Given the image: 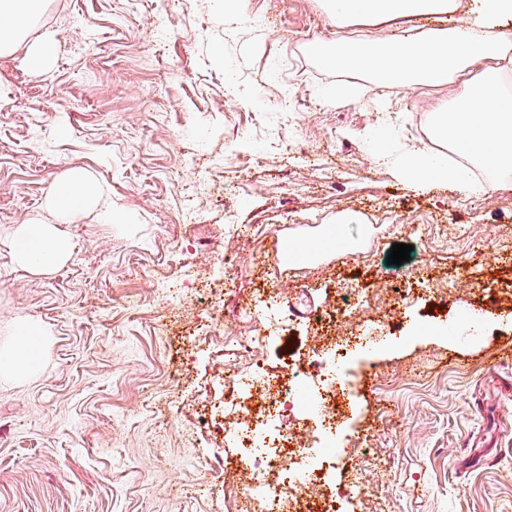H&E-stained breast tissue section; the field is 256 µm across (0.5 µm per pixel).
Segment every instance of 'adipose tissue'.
<instances>
[{
  "instance_id": "obj_1",
  "label": "adipose tissue",
  "mask_w": 512,
  "mask_h": 512,
  "mask_svg": "<svg viewBox=\"0 0 512 512\" xmlns=\"http://www.w3.org/2000/svg\"><path fill=\"white\" fill-rule=\"evenodd\" d=\"M476 2V10L459 13L455 0H325L327 15L340 25L455 13L453 27L411 33L397 42L339 37L314 47L320 63L381 79L406 94L420 86L455 85L448 105L432 112L431 132L435 141L450 143L462 163L444 167L426 148L404 154L398 170L420 189L445 181L462 193L483 195L495 183L475 179V170L512 171V91L503 87L512 68V35L503 30L505 22L512 21V0ZM44 5L45 0H0V55L24 50L26 65L35 73L54 54L53 37L25 42ZM480 61L487 62V69L474 81L460 82V74ZM97 199L94 183L84 173L72 171L58 182L48 205L59 222L66 223ZM12 249L20 266L44 273L68 258L71 245L56 224L32 222L16 229ZM45 336L42 327L21 324L0 366L15 376L26 375L41 360Z\"/></svg>"
}]
</instances>
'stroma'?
Returning <instances> with one entry per match:
<instances>
[{
	"instance_id": "stroma-1",
	"label": "stroma",
	"mask_w": 512,
	"mask_h": 512,
	"mask_svg": "<svg viewBox=\"0 0 512 512\" xmlns=\"http://www.w3.org/2000/svg\"><path fill=\"white\" fill-rule=\"evenodd\" d=\"M181 2L47 0L27 37L55 39L44 73L0 56V351L20 323L50 331L32 372L0 373V512H226L209 490L236 479L228 442L199 416L249 355L211 336L191 292L168 306L149 270L256 304L280 274L301 355L315 308L363 299L336 326L378 333L344 362L338 512H512V361L486 365L512 349V178L469 203L376 162L372 146L428 144L453 89L406 95L318 63L316 43L363 33L323 0H246L229 22L210 0ZM339 83L349 96L328 98ZM75 169L99 202L59 226L69 260L31 273L11 236L55 222L46 200ZM345 213L361 218L342 227L352 249L276 257V235L317 241ZM396 243L412 247V278L394 311ZM226 247L238 260L215 273ZM356 465L382 478L349 501Z\"/></svg>"
}]
</instances>
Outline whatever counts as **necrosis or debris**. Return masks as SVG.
<instances>
[{
  "label": "necrosis or debris",
  "mask_w": 512,
  "mask_h": 512,
  "mask_svg": "<svg viewBox=\"0 0 512 512\" xmlns=\"http://www.w3.org/2000/svg\"><path fill=\"white\" fill-rule=\"evenodd\" d=\"M283 288L279 277L269 278L262 329L249 340L253 352L289 342ZM338 352L335 346L312 349L285 362L278 375L257 363L248 373L231 375L222 413L248 472L235 492V512H299L311 482L324 480L326 467L338 463L336 398L346 384Z\"/></svg>",
  "instance_id": "necrosis-or-debris-1"
}]
</instances>
